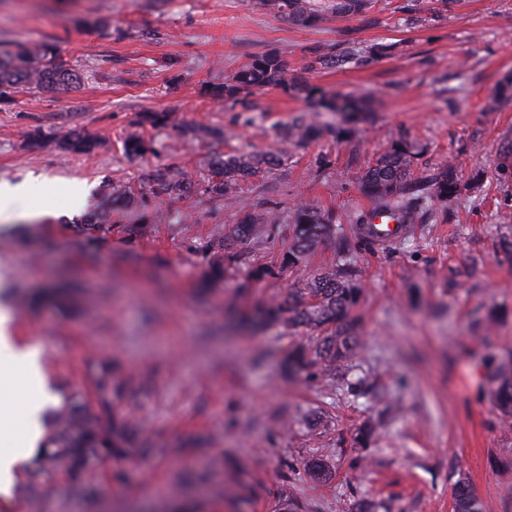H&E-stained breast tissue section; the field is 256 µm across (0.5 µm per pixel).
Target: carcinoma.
Segmentation results:
<instances>
[{
	"label": "carcinoma",
	"instance_id": "carcinoma-1",
	"mask_svg": "<svg viewBox=\"0 0 512 512\" xmlns=\"http://www.w3.org/2000/svg\"><path fill=\"white\" fill-rule=\"evenodd\" d=\"M284 21L293 25L314 23L324 13L336 15L366 14L371 0H330L321 5L312 0H268ZM395 44H374L366 49L345 42L341 47H321L312 52L305 70L313 71L338 66L357 65L394 51ZM89 73L69 65L45 43L33 46L0 45V100H9L21 90H44L55 86L77 87ZM281 88L302 96L312 103L315 112L344 114L343 124L320 125L308 115L294 118L281 129L283 148L275 152L218 155L211 162L212 175L203 192L224 200H237L241 184L286 165L288 149L300 146L322 132L343 140L353 135L373 111L372 102L363 94H327L301 77L288 75V64L281 51L270 49L249 57L223 85L212 94L234 105L245 104L256 92ZM98 143L91 137L74 133L60 142L67 154L90 155ZM131 158L152 151L151 141L141 134L130 136L123 144ZM419 149L406 140L392 142L358 177V189L371 203L364 212L340 213L333 209L300 204L288 215V226L282 225L279 213L263 204L245 214L238 224L224 228V262L212 266L213 279L225 277L238 264L249 267L246 281L240 284L244 293L253 285L278 279L302 269L307 271L301 288H290L283 298L258 301L238 309L235 319L252 329L282 327L288 331L305 328L308 336L292 347L285 358L290 373L312 372L336 379V392H353L351 382L337 377V371L351 360L362 346L360 306L363 290L358 281L354 257L373 245L367 231L377 211L401 219L404 224L421 222L426 215L437 224L455 218L453 202L460 191L458 169L454 162L433 172L413 173ZM188 191L180 171L171 166L157 168L149 183V197L162 199ZM348 225L343 229L342 225ZM288 232V248L259 261L250 253L237 249L247 242L258 246L272 244ZM325 242L336 243L344 260L327 266H314V257ZM492 383L490 396L501 413L503 422L512 420V350L493 360L489 366ZM134 424L126 417L106 418L87 399H73L59 410L50 425L31 482L48 472H61L79 481L90 467L107 458L130 457L140 448L133 434ZM296 465L318 481L336 475L333 464L324 457H304ZM452 512H482V505L469 482L459 478L452 487Z\"/></svg>",
	"mask_w": 512,
	"mask_h": 512
}]
</instances>
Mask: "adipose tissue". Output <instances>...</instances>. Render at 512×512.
Masks as SVG:
<instances>
[{
    "mask_svg": "<svg viewBox=\"0 0 512 512\" xmlns=\"http://www.w3.org/2000/svg\"><path fill=\"white\" fill-rule=\"evenodd\" d=\"M11 312L0 306V489L8 490L17 459L40 436L38 416L48 403L40 373V350L16 344L11 337ZM21 378L27 393L23 413H15L8 391L14 378Z\"/></svg>",
    "mask_w": 512,
    "mask_h": 512,
    "instance_id": "obj_1",
    "label": "adipose tissue"
}]
</instances>
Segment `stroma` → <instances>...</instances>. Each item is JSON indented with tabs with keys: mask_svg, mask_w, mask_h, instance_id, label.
<instances>
[{
	"mask_svg": "<svg viewBox=\"0 0 512 512\" xmlns=\"http://www.w3.org/2000/svg\"><path fill=\"white\" fill-rule=\"evenodd\" d=\"M437 0H375L372 22L327 15L289 25L265 0H0V44L48 43L89 71L85 85L21 92L0 104V181L59 179L65 189L27 205L40 223L0 224V270L18 343L42 349L55 405L86 396L103 415L132 416L144 454L96 465L89 485L63 474L36 487L40 512H343L364 498L377 512H452L451 484L469 480L484 512H512V425L490 399L486 362L512 347V102L494 101L512 75V0H455L439 20ZM419 24H412V17ZM352 39L393 43V56L360 67L308 73L331 92L379 99L372 125L348 142L323 136L288 165L245 186L234 206L201 191L214 156L280 149L279 130L309 110L305 98L269 88L242 108L211 96L248 56L284 51L288 70L314 48ZM177 112L179 126L141 128L149 112ZM206 124L219 141L190 133ZM145 130L154 152L129 159L124 138ZM44 144L31 145L33 132ZM98 138L94 154L59 148L71 132ZM421 154L415 171L447 161L463 187L456 224L410 225L390 248L359 254L367 344L347 374L354 395L291 377L283 330L226 328L228 308L300 287L298 276L241 295L247 266L200 293L224 257V227L256 203L288 214L300 203L347 213L368 209L357 178L390 143ZM180 169L190 193L146 198L153 170ZM480 178L485 198L469 185ZM131 186L111 206L112 184ZM84 210H111L108 232L83 231ZM498 317L488 329L487 312ZM112 391L100 395L102 374ZM381 438L351 442L366 424ZM331 460L335 478L313 481L296 459Z\"/></svg>",
	"mask_w": 512,
	"mask_h": 512,
	"instance_id": "stroma-1",
	"label": "stroma"
}]
</instances>
